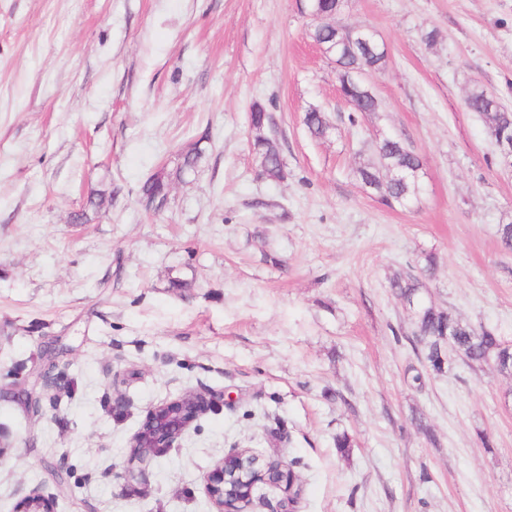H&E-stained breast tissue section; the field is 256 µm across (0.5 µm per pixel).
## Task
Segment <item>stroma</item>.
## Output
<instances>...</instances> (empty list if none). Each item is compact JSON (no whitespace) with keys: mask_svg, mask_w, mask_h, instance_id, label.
Instances as JSON below:
<instances>
[{"mask_svg":"<svg viewBox=\"0 0 512 512\" xmlns=\"http://www.w3.org/2000/svg\"><path fill=\"white\" fill-rule=\"evenodd\" d=\"M335 22L388 50L354 124L307 0H0V512L34 490L55 512H214L204 478L235 447L293 462L297 512H512V374L459 362L414 388L389 286L435 253L426 302L512 339V166L464 106L480 89L512 111V0H346ZM256 102L278 182L250 150ZM389 136L422 160L391 207L356 175ZM196 144L145 211L140 185ZM188 390L226 400L116 487L148 408ZM251 147L263 177L280 181L285 177V165L271 132V115L261 104H254L250 112ZM304 123L311 137L316 139L326 137L328 131L332 128L328 116L317 109L305 113Z\"/></svg>","mask_w":512,"mask_h":512,"instance_id":"1","label":"stroma"}]
</instances>
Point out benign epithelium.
I'll list each match as a JSON object with an SVG mask.
<instances>
[{
  "instance_id": "7a95c632",
  "label": "benign epithelium",
  "mask_w": 512,
  "mask_h": 512,
  "mask_svg": "<svg viewBox=\"0 0 512 512\" xmlns=\"http://www.w3.org/2000/svg\"><path fill=\"white\" fill-rule=\"evenodd\" d=\"M222 399V394L188 392L152 406L143 426L130 442L123 465L114 472L117 485L121 487L136 479L146 480L153 458L174 447L200 414L214 408ZM261 460L259 454L248 449L232 451L206 475L205 490L216 512H246L257 485L251 481V473ZM15 512H54V508L49 498L33 491L17 502Z\"/></svg>"
}]
</instances>
